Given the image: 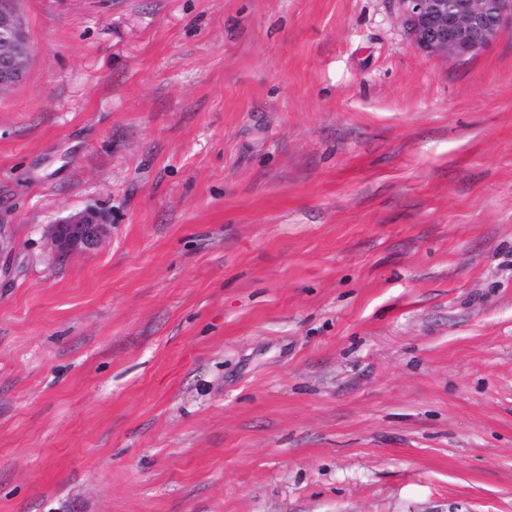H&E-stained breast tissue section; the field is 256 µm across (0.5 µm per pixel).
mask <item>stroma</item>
Returning <instances> with one entry per match:
<instances>
[{"label":"stroma","instance_id":"1","mask_svg":"<svg viewBox=\"0 0 512 512\" xmlns=\"http://www.w3.org/2000/svg\"><path fill=\"white\" fill-rule=\"evenodd\" d=\"M0 512H512V29L387 0H19ZM94 208L98 249L53 258ZM404 33L426 55L465 57L512 28V0H390ZM109 227L102 213L95 209H85L62 224L51 227V250L60 258L95 249L106 241Z\"/></svg>","mask_w":512,"mask_h":512}]
</instances>
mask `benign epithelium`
I'll return each instance as SVG.
<instances>
[{
	"mask_svg": "<svg viewBox=\"0 0 512 512\" xmlns=\"http://www.w3.org/2000/svg\"><path fill=\"white\" fill-rule=\"evenodd\" d=\"M404 33L425 54L465 57L512 28V0H390ZM17 0H0V91L21 82L33 56ZM110 233L105 216L86 209L51 227L56 257L95 249Z\"/></svg>",
	"mask_w": 512,
	"mask_h": 512,
	"instance_id": "1",
	"label": "benign epithelium"
}]
</instances>
